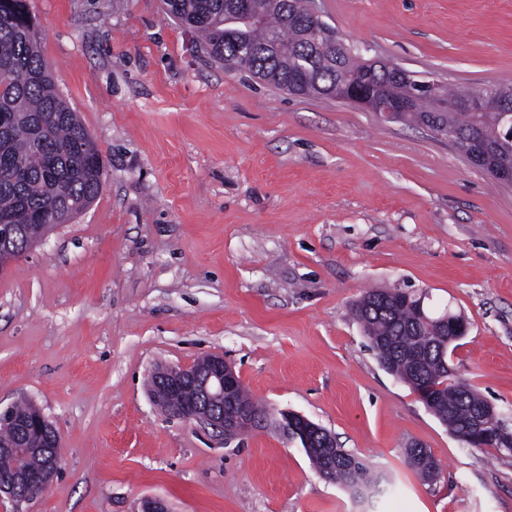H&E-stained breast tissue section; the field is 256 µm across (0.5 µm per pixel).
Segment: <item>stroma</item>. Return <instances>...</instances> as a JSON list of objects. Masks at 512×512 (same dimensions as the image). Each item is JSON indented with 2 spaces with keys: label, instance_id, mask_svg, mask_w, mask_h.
<instances>
[{
  "label": "stroma",
  "instance_id": "1",
  "mask_svg": "<svg viewBox=\"0 0 512 512\" xmlns=\"http://www.w3.org/2000/svg\"><path fill=\"white\" fill-rule=\"evenodd\" d=\"M102 156V190L0 270V408L56 427L25 512H512V456L452 436L379 365L371 288L462 315L454 375L512 427V184L428 129L225 73L161 0H28ZM363 58L468 89L512 80V0H318ZM223 355L252 397L367 457L386 494L320 477L264 428L228 447L162 414L155 370ZM430 448L421 480L406 448Z\"/></svg>",
  "mask_w": 512,
  "mask_h": 512
}]
</instances>
